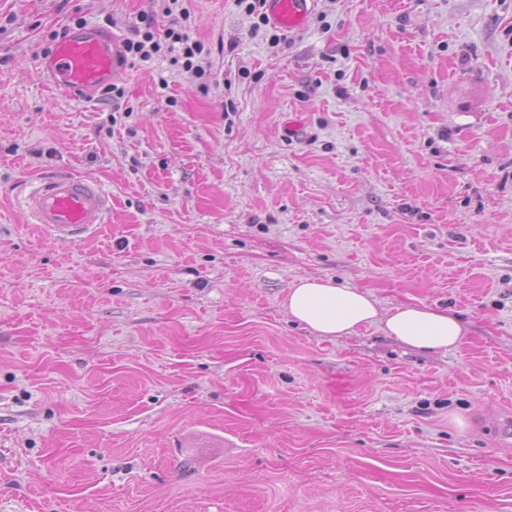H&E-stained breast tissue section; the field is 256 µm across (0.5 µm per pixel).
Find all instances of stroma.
Returning a JSON list of instances; mask_svg holds the SVG:
<instances>
[{
	"label": "stroma",
	"mask_w": 512,
	"mask_h": 512,
	"mask_svg": "<svg viewBox=\"0 0 512 512\" xmlns=\"http://www.w3.org/2000/svg\"><path fill=\"white\" fill-rule=\"evenodd\" d=\"M185 8L206 80L84 102L36 54L161 0H0V512H512V0H316L277 44ZM66 175L108 205L77 242L26 210ZM301 277L469 334L318 336Z\"/></svg>",
	"instance_id": "35a3bbf8"
}]
</instances>
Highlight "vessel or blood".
Masks as SVG:
<instances>
[{
  "label": "vessel or blood",
  "instance_id": "1",
  "mask_svg": "<svg viewBox=\"0 0 512 512\" xmlns=\"http://www.w3.org/2000/svg\"><path fill=\"white\" fill-rule=\"evenodd\" d=\"M314 5V0H264L269 22L289 33L305 28ZM120 48L113 33L94 28L69 33L53 47L44 74L53 86L92 101L99 89L118 78ZM27 206L34 223L53 238L77 241L103 223L106 199L97 183L60 176L45 182Z\"/></svg>",
  "mask_w": 512,
  "mask_h": 512
}]
</instances>
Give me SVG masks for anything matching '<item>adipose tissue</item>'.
<instances>
[{"label": "adipose tissue", "mask_w": 512, "mask_h": 512, "mask_svg": "<svg viewBox=\"0 0 512 512\" xmlns=\"http://www.w3.org/2000/svg\"><path fill=\"white\" fill-rule=\"evenodd\" d=\"M285 308L292 320L321 336H347L359 328L375 326L421 352L459 347L469 331L455 313L425 304L405 305L380 314L369 292L323 278L298 279L288 290Z\"/></svg>", "instance_id": "adipose-tissue-1"}]
</instances>
